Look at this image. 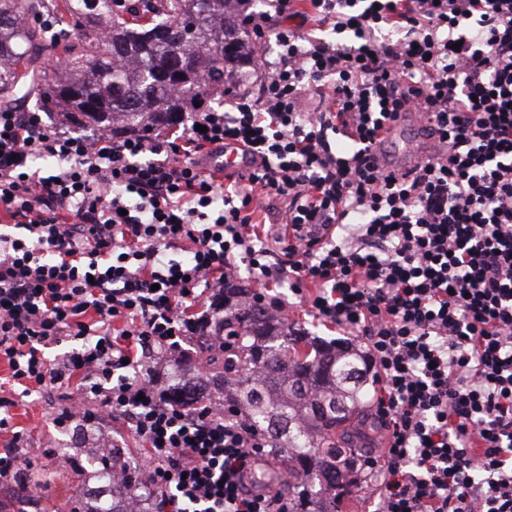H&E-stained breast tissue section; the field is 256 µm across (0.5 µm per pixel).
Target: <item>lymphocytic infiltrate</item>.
Returning <instances> with one entry per match:
<instances>
[{
    "label": "lymphocytic infiltrate",
    "mask_w": 512,
    "mask_h": 512,
    "mask_svg": "<svg viewBox=\"0 0 512 512\" xmlns=\"http://www.w3.org/2000/svg\"><path fill=\"white\" fill-rule=\"evenodd\" d=\"M307 1L313 34L300 0H265L272 62L267 13L248 14L259 90L166 133L0 107V222L27 231L0 233V362L24 390L68 387L58 425L125 420L156 512H288L252 484L266 442L245 418L164 383L243 265L363 347L375 512H512V0ZM413 111L445 151L409 178L371 149ZM229 148L250 170L226 182L206 160Z\"/></svg>",
    "instance_id": "f902f5d3"
}]
</instances>
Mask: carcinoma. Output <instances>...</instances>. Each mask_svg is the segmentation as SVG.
Listing matches in <instances>:
<instances>
[{
  "label": "carcinoma",
  "instance_id": "obj_1",
  "mask_svg": "<svg viewBox=\"0 0 512 512\" xmlns=\"http://www.w3.org/2000/svg\"><path fill=\"white\" fill-rule=\"evenodd\" d=\"M239 0H0V106L39 92L65 106L76 128L148 131L183 121L224 75L247 64L251 40ZM55 18L59 29L44 24ZM62 49L65 67L47 82L45 54ZM224 347L210 351L211 331L197 334L209 371L183 364L170 395L190 405L218 391L224 407L249 416L269 438L267 453L289 463L292 512H341L345 459L359 450L345 426L367 404L371 380L363 355L324 343L269 316L253 300L223 306ZM82 485L69 512H127L144 488L124 448H75Z\"/></svg>",
  "mask_w": 512,
  "mask_h": 512
}]
</instances>
